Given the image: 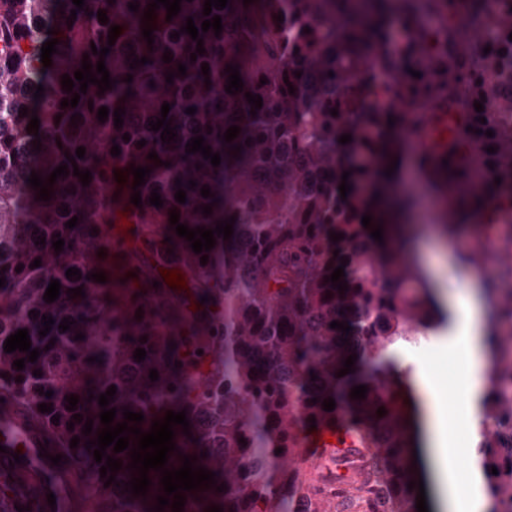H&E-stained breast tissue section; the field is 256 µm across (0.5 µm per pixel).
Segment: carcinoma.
<instances>
[{
    "label": "carcinoma",
    "mask_w": 512,
    "mask_h": 512,
    "mask_svg": "<svg viewBox=\"0 0 512 512\" xmlns=\"http://www.w3.org/2000/svg\"><path fill=\"white\" fill-rule=\"evenodd\" d=\"M129 2L85 0L71 22L72 0H0V278L5 279L0 288V391L41 419L67 454L97 472L106 460L96 462L85 442L97 439L104 428L98 397L108 387L117 388L108 405L117 409L116 424L123 422L125 408L143 413L139 428L144 432L166 411H186L193 439L182 426L174 427L178 450L170 454L167 468H180L181 453L195 456L194 466L215 472L217 484L226 488L183 492V512H206L214 505L223 512H417L419 489L407 487L421 479L413 465L418 444L412 416L401 393L386 392L384 386L392 366L390 349L413 334L447 325L448 314L435 306L406 243L386 231L379 243L371 228L389 221L380 200L392 181L385 170L402 159L406 145L428 123L433 150L418 154L416 165L435 189L455 196L444 212V233L455 234L481 213L485 240L460 251V261L481 269L502 253L500 243L512 246V225L502 222L505 213H512V10L489 14L483 0H466L460 12L455 0H254L247 6L230 0L224 9H212L222 18L220 36L212 29L199 33L205 53L192 61L197 42L180 29L189 16L201 27L205 0H182L170 22L166 8L156 10L151 48L141 19L153 0H137L136 12L129 10ZM100 10L109 23L98 21ZM462 17L473 29L467 37L456 25ZM113 25L121 33L105 65L116 84L101 95L90 84L77 107H61L80 88L77 82L72 92L64 91L62 76H74L85 53L97 65L99 56L91 45L107 46ZM50 29L56 34L48 35ZM174 31L179 38H170ZM51 37L59 44L52 66L45 69L41 47ZM487 46L491 51L486 54ZM166 50L173 57L169 63L162 61ZM135 55L150 62L132 69ZM370 55L377 59L374 69L364 65ZM180 63L187 67L184 76L178 75ZM204 63L210 67L209 89ZM228 65L239 66L244 82L236 94L225 91ZM375 69L388 81L380 82ZM411 69L421 76L413 77ZM297 71L302 72L299 78ZM169 72L176 73L171 84L165 78ZM129 74L130 84L125 82ZM39 84L44 92L36 100ZM247 92L262 97L255 115ZM418 98L426 111H405ZM384 99L403 111L389 112L381 104ZM479 100L482 112L474 108ZM165 102L178 134L170 144L148 126L161 117ZM103 106L109 114L100 122L97 113ZM24 107L25 116L19 114ZM118 107L125 109L121 128L114 126ZM189 107L196 108L195 114L185 113ZM333 108L338 115L330 114ZM75 113L81 120L74 125L70 117ZM34 114L40 119L37 137L26 130ZM390 116L395 120L391 126ZM232 125L241 131L228 144L223 135ZM195 127L212 152L220 153L219 166L198 152L185 154ZM487 130L493 136H486ZM126 133L128 141L122 139ZM343 134L352 141L340 144ZM38 138L39 152L33 147ZM141 139L146 140L143 147L137 145ZM116 144L121 154L114 157ZM232 144L242 146L237 158ZM80 146L86 149L82 159L76 157ZM489 146L496 152H487ZM152 151L171 166L148 159ZM67 153L79 170L92 173L89 185L73 175ZM197 163L202 168H195ZM65 164L68 176L57 178L51 200H38V191L27 183L30 174L45 180ZM132 165L152 169L138 187L140 208L131 203ZM116 171L123 172L126 182L115 180ZM345 171L351 172V189L343 201L339 185ZM178 178L186 191L184 204L174 198ZM190 180L197 187L188 188ZM205 185L213 196H201ZM155 188L163 200L159 208L149 203ZM491 192L498 207L483 211V198ZM216 199L212 214L203 215L202 207ZM65 206L68 213L63 214ZM173 209L191 229H213L233 216V237H216L202 265L201 255L170 224ZM365 214L372 216L369 228L362 225ZM74 216L76 227H65ZM120 220L152 243L156 266L126 254L122 262L129 287L112 308L104 296L91 293L96 281L86 276L103 272L101 288L112 287V254L98 256L101 234L93 229ZM332 232L343 239L333 242ZM39 236L45 244H35ZM59 237L64 250L57 253L52 242ZM38 258L41 266L30 267ZM343 258L348 263L341 281L348 290L341 293L327 278ZM71 267L80 270L81 279H67ZM159 267L178 270L190 291L188 301L177 300ZM506 277L512 278V266L500 263L485 279L494 384L480 403L475 458L487 512H512V289L501 286ZM53 279L61 284L60 295L47 303L43 296ZM155 281L159 286H153ZM80 286L85 297L68 298V289ZM203 296L210 301L200 303ZM216 307L222 308L217 325L223 338L210 350V369L200 380L192 357L207 343L203 329ZM139 309L140 319L135 317ZM32 310L40 316L29 315ZM44 315L54 324L42 337ZM65 318L75 324L63 332L58 326ZM158 321L179 331L161 333L155 328ZM333 321L346 322L352 330L332 329ZM19 329L28 330L31 348L40 352L22 370L12 364L27 353L3 348ZM78 333L85 338L75 339ZM52 339L54 346L45 349ZM172 342L174 350L168 348ZM138 348L146 351L141 362L133 358ZM353 353L355 372L337 376ZM94 356L103 363L87 361ZM37 369L42 376L33 375ZM152 369L159 374L154 382ZM313 374L318 379L311 380ZM171 385L175 390H168ZM359 385L367 386L366 398H351V389ZM48 390L53 391L49 398L44 395ZM71 394L79 397L74 411L66 409L65 397ZM328 398L336 403L331 412L322 406ZM42 403L53 404V411H39ZM380 407L386 411L382 417L377 415ZM74 414L82 415V422H73ZM339 414L357 446L342 456L322 449L316 466L303 474L294 464L311 452L309 437L335 427ZM89 418L93 428L86 436L82 427ZM71 422L74 429L69 430ZM75 436L80 443L72 448ZM106 452L122 460V469L107 488L106 479L96 478L95 512H149L156 496L165 495L160 473L149 471V491L135 497L124 486L131 480L125 469L131 449L115 453L110 446ZM204 452L207 456L200 457ZM493 467L498 474H492Z\"/></svg>",
    "instance_id": "carcinoma-1"
}]
</instances>
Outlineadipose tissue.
<instances>
[{
  "label": "adipose tissue",
  "instance_id": "ef3b65f1",
  "mask_svg": "<svg viewBox=\"0 0 512 512\" xmlns=\"http://www.w3.org/2000/svg\"><path fill=\"white\" fill-rule=\"evenodd\" d=\"M453 288L438 286L437 295L447 307V342L458 357L456 389L468 414L469 427H476L480 402L490 386L487 345L484 340L488 308L482 291L483 277L461 271ZM414 386L425 402L424 431L434 480L445 512H485L479 473L470 470L461 479L462 462L472 460L467 449L459 447L457 421L446 409V397L426 367H419Z\"/></svg>",
  "mask_w": 512,
  "mask_h": 512
}]
</instances>
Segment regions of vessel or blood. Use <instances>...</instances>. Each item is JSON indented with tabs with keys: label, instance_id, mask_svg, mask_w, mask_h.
Segmentation results:
<instances>
[{
	"label": "vessel or blood",
	"instance_id": "1",
	"mask_svg": "<svg viewBox=\"0 0 512 512\" xmlns=\"http://www.w3.org/2000/svg\"><path fill=\"white\" fill-rule=\"evenodd\" d=\"M102 241L107 248L126 253L139 243L129 225H103ZM53 433L31 412L18 408L12 398L0 402V512H91L95 487L79 468L52 464L42 457V447H57ZM22 463L13 464L14 455ZM55 503H48V496Z\"/></svg>",
	"mask_w": 512,
	"mask_h": 512
}]
</instances>
